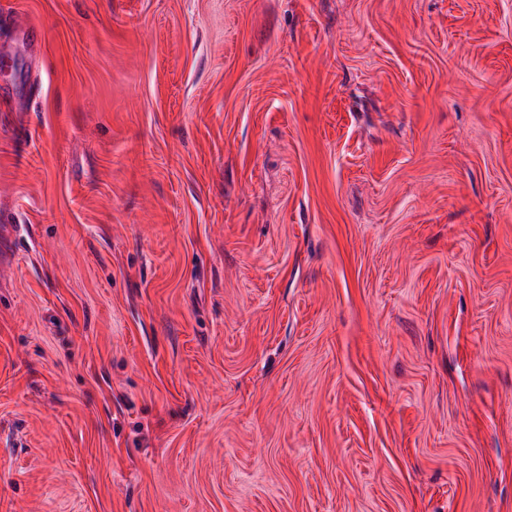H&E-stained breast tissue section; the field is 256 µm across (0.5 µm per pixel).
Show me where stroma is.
<instances>
[{
  "mask_svg": "<svg viewBox=\"0 0 512 512\" xmlns=\"http://www.w3.org/2000/svg\"><path fill=\"white\" fill-rule=\"evenodd\" d=\"M0 512H512V0H0Z\"/></svg>",
  "mask_w": 512,
  "mask_h": 512,
  "instance_id": "stroma-1",
  "label": "stroma"
}]
</instances>
